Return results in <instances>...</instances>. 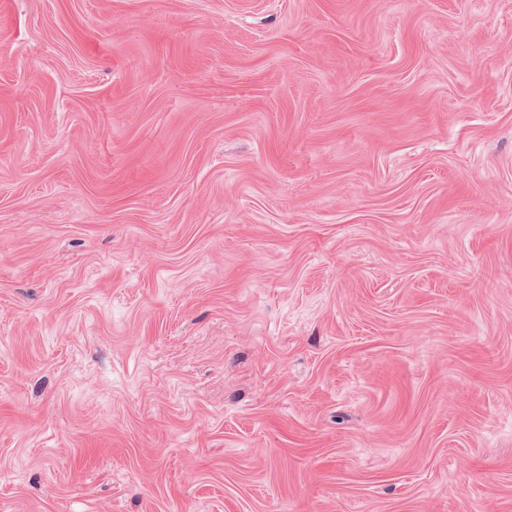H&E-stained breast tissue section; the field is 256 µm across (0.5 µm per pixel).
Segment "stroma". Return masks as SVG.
I'll return each instance as SVG.
<instances>
[{"instance_id":"35a3bbf8","label":"stroma","mask_w":512,"mask_h":512,"mask_svg":"<svg viewBox=\"0 0 512 512\" xmlns=\"http://www.w3.org/2000/svg\"><path fill=\"white\" fill-rule=\"evenodd\" d=\"M0 512H512V0H0Z\"/></svg>"}]
</instances>
